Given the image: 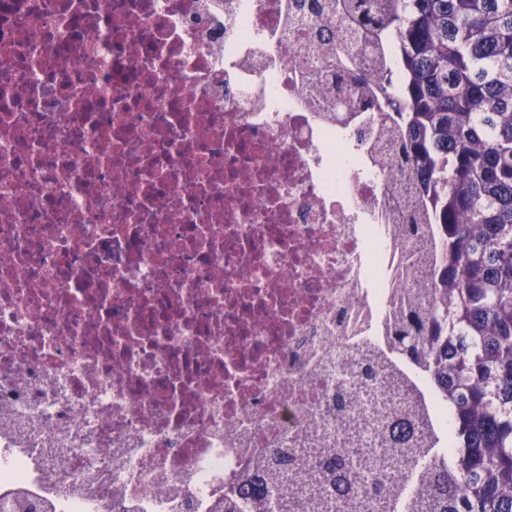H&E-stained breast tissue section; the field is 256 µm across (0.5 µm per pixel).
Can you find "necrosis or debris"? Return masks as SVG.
<instances>
[{"label":"necrosis or debris","instance_id":"obj_1","mask_svg":"<svg viewBox=\"0 0 512 512\" xmlns=\"http://www.w3.org/2000/svg\"><path fill=\"white\" fill-rule=\"evenodd\" d=\"M284 2L0 0V506L212 512L331 448L361 496L390 427L446 449L393 340L442 247L395 173L397 34L328 67Z\"/></svg>","mask_w":512,"mask_h":512}]
</instances>
